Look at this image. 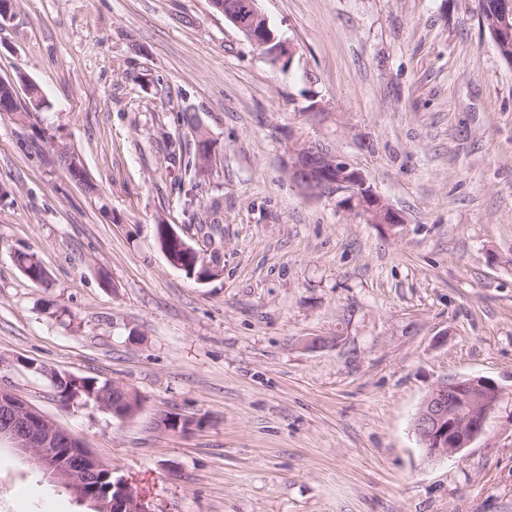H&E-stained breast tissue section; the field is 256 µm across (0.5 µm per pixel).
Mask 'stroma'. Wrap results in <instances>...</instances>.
Segmentation results:
<instances>
[{
	"instance_id": "stroma-1",
	"label": "stroma",
	"mask_w": 512,
	"mask_h": 512,
	"mask_svg": "<svg viewBox=\"0 0 512 512\" xmlns=\"http://www.w3.org/2000/svg\"><path fill=\"white\" fill-rule=\"evenodd\" d=\"M256 6L289 67L209 0H15L0 20V79L46 100L0 112V386L153 512H512V66L475 0ZM313 95L332 121H309ZM186 112L213 142L203 176ZM289 128L332 143L400 224L303 192L280 163ZM161 224L219 276L173 267ZM28 360L141 408L61 401ZM457 376L505 398L471 447L427 459L414 415ZM0 512L91 509L4 442ZM15 262L30 281L39 283L45 279L43 267L34 253L18 252ZM118 390L122 393L121 398L117 401L116 397H113V392ZM112 398V403H108L99 396L96 402L104 409L112 413V417L127 420L134 416L140 408V400L124 386L113 383L112 394L109 395L108 399Z\"/></svg>"
}]
</instances>
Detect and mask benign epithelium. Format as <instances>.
<instances>
[{"label":"benign epithelium","mask_w":512,"mask_h":512,"mask_svg":"<svg viewBox=\"0 0 512 512\" xmlns=\"http://www.w3.org/2000/svg\"><path fill=\"white\" fill-rule=\"evenodd\" d=\"M248 16H243V13ZM224 19L235 26L262 55L275 65L291 63L294 48L277 38L253 0L238 6L224 4ZM321 141L292 130L285 135L281 163L304 191L336 197L339 206L370 224L395 225L401 222L388 201L368 182L365 174L334 148L319 149ZM164 249L169 262L181 267L171 247L194 251L172 226H167ZM27 368L45 377L66 401L82 399L83 379L61 373L34 362ZM120 399L96 402L119 419L134 416L140 400L127 388L113 384ZM504 392L484 377H451L438 383L426 396L414 417V429L429 458H448L470 447L483 433L487 419L500 406ZM6 440L22 454H29L38 468L63 484L79 502H87L93 512H153L126 479L120 477L101 490L99 475L112 467L101 461L85 443L30 406L17 393L0 388V441Z\"/></svg>","instance_id":"1"}]
</instances>
